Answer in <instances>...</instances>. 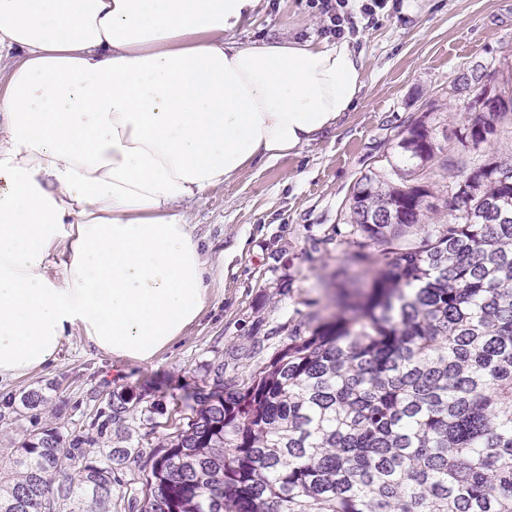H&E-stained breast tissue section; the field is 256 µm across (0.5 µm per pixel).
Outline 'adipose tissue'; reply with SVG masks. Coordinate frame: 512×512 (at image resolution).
<instances>
[{
  "label": "adipose tissue",
  "instance_id": "1",
  "mask_svg": "<svg viewBox=\"0 0 512 512\" xmlns=\"http://www.w3.org/2000/svg\"><path fill=\"white\" fill-rule=\"evenodd\" d=\"M260 5L0 0V381L72 335L157 360L220 273L187 205L352 111L349 40L237 41Z\"/></svg>",
  "mask_w": 512,
  "mask_h": 512
}]
</instances>
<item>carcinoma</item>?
Instances as JSON below:
<instances>
[{"label": "carcinoma", "instance_id": "carcinoma-1", "mask_svg": "<svg viewBox=\"0 0 512 512\" xmlns=\"http://www.w3.org/2000/svg\"><path fill=\"white\" fill-rule=\"evenodd\" d=\"M479 69L453 81L476 148L512 121V95ZM399 161L354 184L347 223L361 274L336 273L333 319L288 344L237 388L200 403L143 476L141 512H512V163L446 186L448 223L425 168L440 148L431 113L400 133ZM140 399L112 392L94 440L44 427L0 478V512H113L119 467L139 456L126 426Z\"/></svg>", "mask_w": 512, "mask_h": 512}]
</instances>
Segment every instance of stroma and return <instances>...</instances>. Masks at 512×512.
Instances as JSON below:
<instances>
[{"instance_id":"1","label":"stroma","mask_w":512,"mask_h":512,"mask_svg":"<svg viewBox=\"0 0 512 512\" xmlns=\"http://www.w3.org/2000/svg\"><path fill=\"white\" fill-rule=\"evenodd\" d=\"M353 37L364 64V88L354 109L309 146L259 161L237 180L207 190L192 209L198 235L224 252V276L204 316L150 364L113 360L69 337L56 361L18 380L0 382V467L10 468L25 432L57 428L83 433L105 457L113 432L94 420L109 395L128 390L141 408L157 406L140 425L146 438L137 461L120 473L116 493L140 503L151 455L185 425L197 393L214 388L210 363L224 361L225 382L242 383L306 328L308 315L330 302L326 284L354 252L346 209L356 180L395 159L409 118L430 113L444 152H461L455 138L469 118L467 100L449 88L467 70L484 68L493 91L512 88V0H413ZM322 22L306 0H263L240 41L290 34L319 36ZM44 403L23 405L29 391Z\"/></svg>"}]
</instances>
